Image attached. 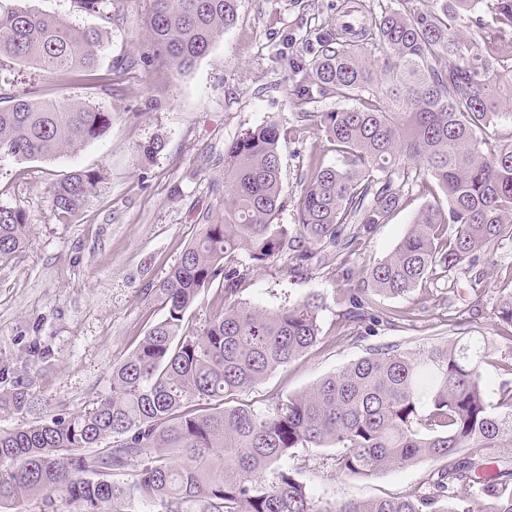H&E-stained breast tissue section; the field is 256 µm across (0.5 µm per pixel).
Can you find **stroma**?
I'll use <instances>...</instances> for the list:
<instances>
[{"instance_id": "35a3bbf8", "label": "stroma", "mask_w": 512, "mask_h": 512, "mask_svg": "<svg viewBox=\"0 0 512 512\" xmlns=\"http://www.w3.org/2000/svg\"><path fill=\"white\" fill-rule=\"evenodd\" d=\"M390 0H239L238 20L211 46L194 69L178 75L160 66L148 43L150 0H115L113 21L75 10L72 0H0V10L17 6L56 15L79 26L104 28L99 70L106 82L59 80L19 67L41 97L86 100L111 113L112 125L81 150L45 160L0 157V205L23 209L32 235L27 248L0 260V392L25 388L30 406L0 413V430L29 427L91 407L110 390L112 369L134 350L163 316L151 292L195 238L204 216L224 208V146L245 130L267 121L280 129L282 197L278 221L294 224L296 204L308 175L341 162L334 145L300 122L299 105L289 94L290 65L311 59L320 35L343 27L346 13L365 19ZM118 58L134 60L116 71ZM165 142L153 162L138 148L155 138ZM100 171L96 196L68 219L50 208L49 188L74 170ZM412 196L387 223L377 225L347 263L354 277L385 259L404 237L426 203ZM483 277L437 271L433 284L408 297L368 291L373 309L396 314L375 335L362 336L345 324L338 295L347 283L335 266H317L305 275L283 263L251 274L239 299L275 309L316 295L319 343L262 383L243 393L244 401L269 410L276 397L308 389L319 379L387 345L418 353L451 339L452 308L479 303L481 314L465 331L487 336L483 366L489 401L512 379V341L502 337L494 311L500 285L512 274V242L481 254ZM333 448H300L288 466L319 501L366 500L405 494L432 470L430 462L372 478L340 474Z\"/></svg>"}]
</instances>
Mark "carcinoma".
<instances>
[{
    "mask_svg": "<svg viewBox=\"0 0 512 512\" xmlns=\"http://www.w3.org/2000/svg\"><path fill=\"white\" fill-rule=\"evenodd\" d=\"M114 0H72L112 19ZM344 37L323 40L293 92L357 101L301 112L343 165L317 167L296 206L297 233L277 224L280 132L269 121L224 145V213L205 219L180 261L156 286L165 316L112 369L109 393L93 406L27 428L0 431V506L62 494L72 512H512V455L462 456L463 448L512 447V383L491 405L484 392L486 336H458L419 355L396 346L368 355L309 390L260 411L237 396L319 340L315 296L273 310L238 295L252 271L282 260L308 271L316 247L340 254L385 224L414 195H432L392 253L365 270L372 289L407 296L436 268L472 273L479 253L512 238V142L486 129L512 120V93L496 69L512 60V0H396ZM480 44L466 37L471 15ZM238 0H152L154 56L189 72L237 20ZM102 33L27 8L0 12V156L50 160L81 149L112 125L85 101L9 92L11 65L91 83ZM103 176L76 170L50 186L53 213L72 216ZM446 204H441L437 193ZM29 242L26 214L0 207V259ZM218 284L221 310L197 328L185 316ZM360 288L339 295L347 315L377 326ZM512 338V292L495 310ZM19 387L0 410L28 408ZM340 448L337 469L368 478L428 460L419 489L398 497L323 504L280 462L298 448ZM92 448L91 454L80 450ZM496 468L492 477L488 466ZM272 478H267V475Z\"/></svg>",
    "mask_w": 512,
    "mask_h": 512,
    "instance_id": "1",
    "label": "carcinoma"
}]
</instances>
